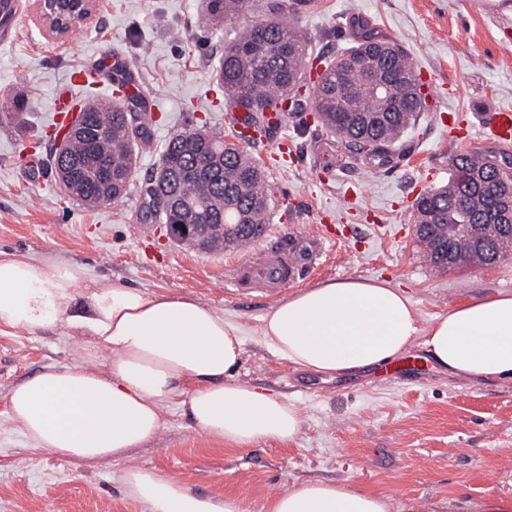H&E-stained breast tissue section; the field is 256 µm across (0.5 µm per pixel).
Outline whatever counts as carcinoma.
Wrapping results in <instances>:
<instances>
[{"mask_svg": "<svg viewBox=\"0 0 512 512\" xmlns=\"http://www.w3.org/2000/svg\"><path fill=\"white\" fill-rule=\"evenodd\" d=\"M246 0H205L198 18L200 26L224 24L245 9ZM314 6V0H266L265 18L238 31L224 43V55L216 72V83L224 91L230 106L245 114L249 127L271 130L268 108L284 93L301 88L302 66L307 41L294 20ZM355 44L324 60L325 72L313 91L311 111L316 124L339 136L350 150L375 168L391 161L389 149L423 111L425 96L412 73L404 47L377 36L368 23H357ZM383 64L391 81L386 98L374 92V70ZM115 102H92L83 110L86 134L68 145V151L54 158L61 181L72 190L75 200L88 207L101 205L96 174L102 170L120 173L132 179L139 145L150 142L147 125L137 121L136 111ZM106 121L104 135L96 137L95 128ZM509 153L479 152L482 167L462 157L454 162L448 184L427 191L414 204L413 223L428 224L430 231L417 236L426 258L444 270L440 259L451 249L461 262L489 265L497 247L512 246V228L499 232L501 243L481 249L463 245L457 237V224H496L500 202L497 178L507 177L500 165ZM159 168L168 177L169 192L192 201L199 224H247L226 240L211 239L208 251L225 243L234 245L268 223L271 185L263 167L224 133L213 129L173 134L161 156ZM153 179L146 180L142 192L143 217L159 223L165 204L153 194ZM466 196L464 208L454 198Z\"/></svg>", "mask_w": 512, "mask_h": 512, "instance_id": "1", "label": "carcinoma"}]
</instances>
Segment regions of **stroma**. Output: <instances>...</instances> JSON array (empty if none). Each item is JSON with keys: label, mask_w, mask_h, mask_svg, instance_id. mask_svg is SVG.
<instances>
[{"label": "stroma", "mask_w": 512, "mask_h": 512, "mask_svg": "<svg viewBox=\"0 0 512 512\" xmlns=\"http://www.w3.org/2000/svg\"><path fill=\"white\" fill-rule=\"evenodd\" d=\"M20 2L12 38L0 41V250L50 252L95 276L157 294L187 293L223 310L245 327L236 380L283 394L302 410L294 440L239 449L196 431L175 401L158 438L136 451V463L255 507L308 480L383 492L392 512H479L487 497H512V383L448 378L417 344L408 350L416 365L401 376L384 367L324 380L275 355L260 333L262 315L278 299L349 277L408 291L425 323L451 306L512 291V259L436 272L411 220L416 198L447 184L453 157L479 141L490 110L512 109V0H318L316 11L297 18L312 57L352 46L354 20L362 18L402 44L414 70L431 74V103L392 162L378 169L336 136L304 126L297 112L249 144L273 189L270 222L252 252L292 238L305 262L300 279L271 293L235 286L240 253L200 252L141 221L142 187L170 136L227 126L214 69L225 40L263 18L264 0H249L220 32L198 27L203 0H99L86 23L58 39L35 0ZM114 53L158 119L125 197L89 208L65 197L51 171V102L74 70L98 72L93 93L110 98L111 73L101 64ZM283 143L292 159L279 166L273 156ZM323 224L333 239L317 240ZM78 354L77 342L59 331L0 330V512H143L121 491L122 464L72 463L32 449L9 418L6 398L18 381Z\"/></svg>", "instance_id": "35a3bbf8"}]
</instances>
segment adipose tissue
<instances>
[{
  "instance_id": "obj_1",
  "label": "adipose tissue",
  "mask_w": 512,
  "mask_h": 512,
  "mask_svg": "<svg viewBox=\"0 0 512 512\" xmlns=\"http://www.w3.org/2000/svg\"><path fill=\"white\" fill-rule=\"evenodd\" d=\"M90 310L72 311L79 298ZM63 331L83 340L81 360L48 367L8 393L24 440L71 462L124 463L122 489L145 512H250L238 496L201 494L133 463L164 427L175 397L194 428L225 444L294 440L298 406L235 380L243 325L195 297L95 280L50 253L0 252V328ZM273 352L298 369L336 378L385 366L413 343L448 377L512 381V292L449 308L421 324L416 301L390 283L330 281L285 296L261 318ZM261 512H390V498L322 480L268 497Z\"/></svg>"
}]
</instances>
